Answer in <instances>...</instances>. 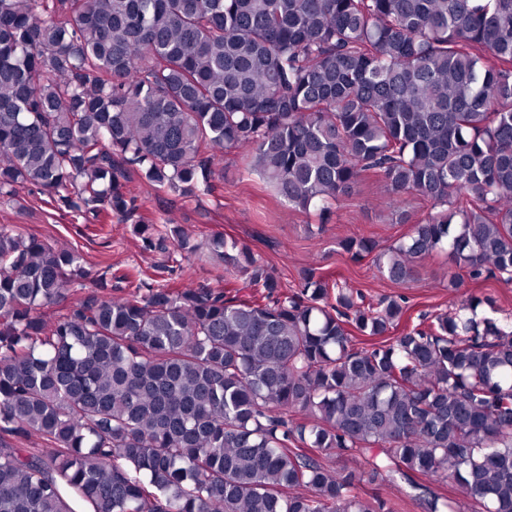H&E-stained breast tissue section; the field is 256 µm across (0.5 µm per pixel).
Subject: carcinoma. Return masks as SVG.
<instances>
[{
	"label": "carcinoma",
	"instance_id": "cac0c4a2",
	"mask_svg": "<svg viewBox=\"0 0 512 512\" xmlns=\"http://www.w3.org/2000/svg\"><path fill=\"white\" fill-rule=\"evenodd\" d=\"M231 150L303 213L367 172L428 201L376 255L393 282L445 251L450 288L512 283V0H0L1 200L123 222L134 179L198 200ZM137 230L256 295L139 270L105 296L80 254L1 226L0 512H395L356 489L397 478L425 512H512V321L485 300L400 331L401 302L315 267L290 292L222 235Z\"/></svg>",
	"mask_w": 512,
	"mask_h": 512
}]
</instances>
